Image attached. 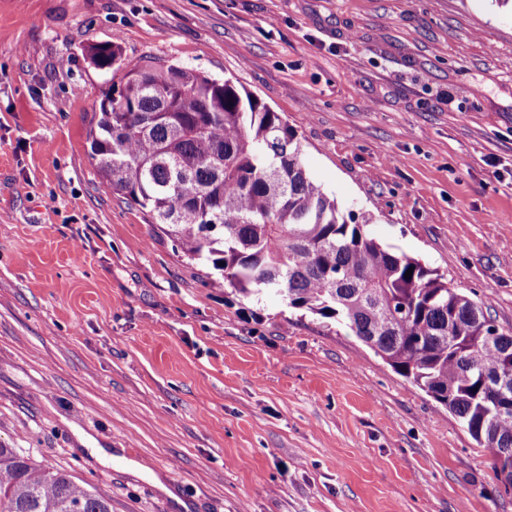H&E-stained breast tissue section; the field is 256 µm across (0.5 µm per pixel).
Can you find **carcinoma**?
<instances>
[{"instance_id": "carcinoma-1", "label": "carcinoma", "mask_w": 512, "mask_h": 512, "mask_svg": "<svg viewBox=\"0 0 512 512\" xmlns=\"http://www.w3.org/2000/svg\"><path fill=\"white\" fill-rule=\"evenodd\" d=\"M90 59L122 73L88 135L102 187L145 210L189 258L211 262L215 286L245 298L272 291L346 328L448 409L498 468L512 451V331L486 303L341 209L303 166L295 130L231 79L127 62L115 43L90 48ZM0 512L111 507L0 447Z\"/></svg>"}]
</instances>
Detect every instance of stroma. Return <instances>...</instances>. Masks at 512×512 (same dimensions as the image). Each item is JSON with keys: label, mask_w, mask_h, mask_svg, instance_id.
Returning a JSON list of instances; mask_svg holds the SVG:
<instances>
[{"label": "stroma", "mask_w": 512, "mask_h": 512, "mask_svg": "<svg viewBox=\"0 0 512 512\" xmlns=\"http://www.w3.org/2000/svg\"><path fill=\"white\" fill-rule=\"evenodd\" d=\"M232 79L383 244L512 329V6L0 0V446L112 512H512L489 449L346 329L211 284L88 133V49Z\"/></svg>", "instance_id": "stroma-1"}]
</instances>
